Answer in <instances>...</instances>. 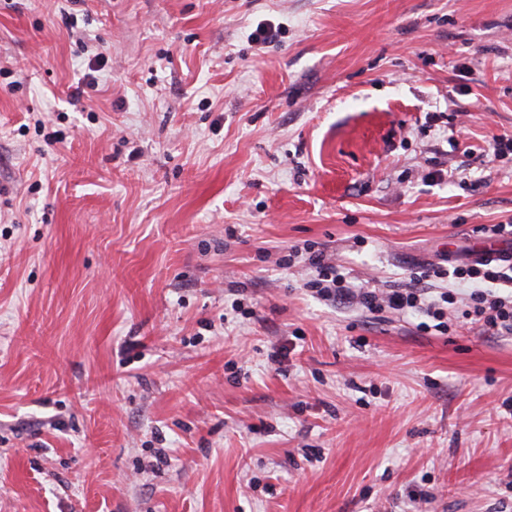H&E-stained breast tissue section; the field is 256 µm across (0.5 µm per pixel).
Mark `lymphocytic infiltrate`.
Listing matches in <instances>:
<instances>
[{
	"label": "lymphocytic infiltrate",
	"instance_id": "1",
	"mask_svg": "<svg viewBox=\"0 0 512 512\" xmlns=\"http://www.w3.org/2000/svg\"><path fill=\"white\" fill-rule=\"evenodd\" d=\"M317 276L311 288L323 299H335L343 304H358L373 310L381 307L401 312L407 309H424L427 316L440 320L444 311L438 301H425L421 283L429 277H453L466 280L472 290L468 295L473 321L497 336H512V265L490 261L472 262L447 270L436 266L414 272L409 287L398 288L377 294L369 288H352L346 285L332 262L323 255L313 254L308 258Z\"/></svg>",
	"mask_w": 512,
	"mask_h": 512
}]
</instances>
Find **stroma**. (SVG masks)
<instances>
[{"label": "stroma", "instance_id": "stroma-1", "mask_svg": "<svg viewBox=\"0 0 512 512\" xmlns=\"http://www.w3.org/2000/svg\"><path fill=\"white\" fill-rule=\"evenodd\" d=\"M503 133L512 0H0V512H512V336L305 289L469 261Z\"/></svg>", "mask_w": 512, "mask_h": 512}]
</instances>
